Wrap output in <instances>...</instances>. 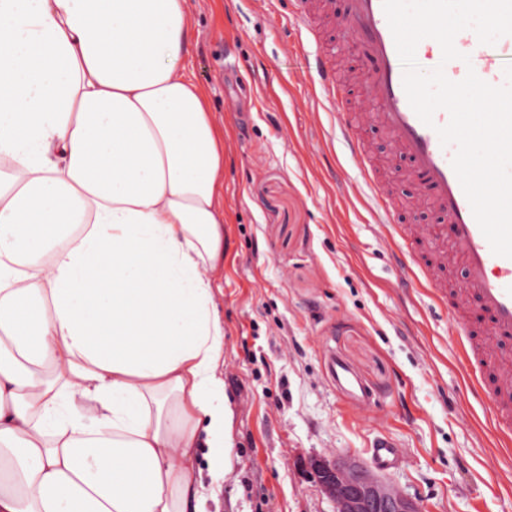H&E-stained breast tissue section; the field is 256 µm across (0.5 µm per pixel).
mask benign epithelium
I'll use <instances>...</instances> for the list:
<instances>
[{"instance_id": "benign-epithelium-1", "label": "benign epithelium", "mask_w": 512, "mask_h": 512, "mask_svg": "<svg viewBox=\"0 0 512 512\" xmlns=\"http://www.w3.org/2000/svg\"><path fill=\"white\" fill-rule=\"evenodd\" d=\"M312 471L334 501L336 512H368L373 499L392 502L396 512H418L395 485L354 459L315 460Z\"/></svg>"}]
</instances>
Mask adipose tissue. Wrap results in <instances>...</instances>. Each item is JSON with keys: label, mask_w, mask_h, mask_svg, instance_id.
Listing matches in <instances>:
<instances>
[{"label": "adipose tissue", "mask_w": 512, "mask_h": 512, "mask_svg": "<svg viewBox=\"0 0 512 512\" xmlns=\"http://www.w3.org/2000/svg\"><path fill=\"white\" fill-rule=\"evenodd\" d=\"M188 0H0V512H210L224 133Z\"/></svg>", "instance_id": "adipose-tissue-1"}]
</instances>
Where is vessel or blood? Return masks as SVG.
Returning <instances> with one entry per match:
<instances>
[{"mask_svg": "<svg viewBox=\"0 0 512 512\" xmlns=\"http://www.w3.org/2000/svg\"><path fill=\"white\" fill-rule=\"evenodd\" d=\"M332 11V0H299L296 20L301 29L314 35L318 32V14ZM339 24L360 51L359 71L365 76L364 82L342 79L332 51L318 44L307 54L305 73L315 94L337 105L336 119L349 153L364 171L365 186L385 223L393 224L399 219L392 191L376 176L369 162L366 145L357 133L355 112L343 107L358 85L379 106L378 112L367 115V122L378 126L395 155L407 161V174L419 185L421 202L446 218L443 239H435L429 225H412L403 237V247L395 250L394 256L398 261H407L415 246L423 245L420 273L426 287L447 292L450 323L475 319L476 329L464 348V359L480 371L476 393L490 400L498 431L512 438V258L492 252L452 167L456 147L440 142L436 129L447 124L448 113L436 111L433 125L428 126L408 101L403 87L404 70L383 0H349ZM454 44L460 57L446 62L438 42L422 40L416 49L419 67L425 71L443 67L446 77L454 82L472 70L491 85H505L504 68L512 63V35L487 45L480 43L473 31L464 30L456 35ZM435 240L460 259V280L447 275L446 259L431 250L430 244ZM328 374L350 402L363 408L373 404L371 388L341 356L329 357ZM370 452L374 464L382 469L389 468L398 454L395 444L383 437L374 440Z\"/></svg>", "mask_w": 512, "mask_h": 512, "instance_id": "1", "label": "vessel or blood"}]
</instances>
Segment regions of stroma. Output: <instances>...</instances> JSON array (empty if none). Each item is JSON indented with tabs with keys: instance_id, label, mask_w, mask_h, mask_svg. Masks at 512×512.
<instances>
[{
	"instance_id": "stroma-1",
	"label": "stroma",
	"mask_w": 512,
	"mask_h": 512,
	"mask_svg": "<svg viewBox=\"0 0 512 512\" xmlns=\"http://www.w3.org/2000/svg\"><path fill=\"white\" fill-rule=\"evenodd\" d=\"M188 66L224 130V382L233 412L221 512H336L313 458L369 464L374 438L402 451L382 478L419 512H512V445L472 392L467 328L394 262L331 112H312L294 0H188ZM401 223L417 193L385 134L360 128ZM338 353L374 388L383 424L336 390Z\"/></svg>"
}]
</instances>
